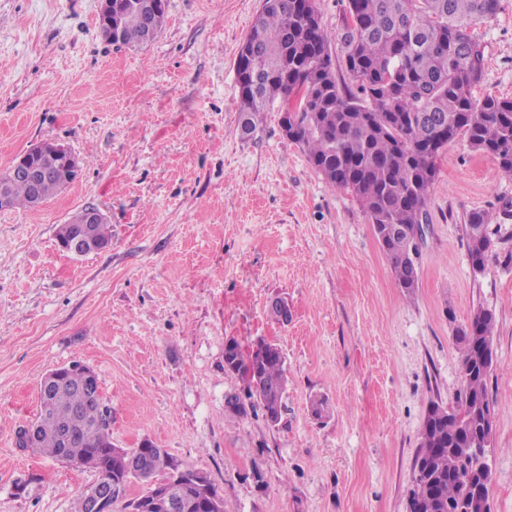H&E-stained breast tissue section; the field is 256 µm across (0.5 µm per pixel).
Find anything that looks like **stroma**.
Masks as SVG:
<instances>
[{"label":"stroma","instance_id":"stroma-1","mask_svg":"<svg viewBox=\"0 0 512 512\" xmlns=\"http://www.w3.org/2000/svg\"><path fill=\"white\" fill-rule=\"evenodd\" d=\"M315 3L349 83L347 0ZM262 4L167 0L156 38L128 48L101 35L99 0H0V172L46 141L83 161L38 211L0 210V512H72L96 479L15 446L42 377L74 360L99 377L113 443L148 439L204 471L226 512H407L422 425L431 403L457 405L455 333L480 307L496 316L492 510L512 512V175L465 137L449 144L404 295L360 203L284 135L279 104L241 131L236 67ZM473 30L479 94L512 98V0ZM87 206L112 238L77 256L57 231ZM473 210L492 216L480 274ZM231 337L281 349L279 426L225 416L243 387L224 370ZM490 215L485 210H475L469 213L465 224V235L469 261L476 273H483L491 255L492 242L487 227Z\"/></svg>","mask_w":512,"mask_h":512}]
</instances>
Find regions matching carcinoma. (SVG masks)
Returning <instances> with one entry per match:
<instances>
[{
	"label": "carcinoma",
	"instance_id": "1",
	"mask_svg": "<svg viewBox=\"0 0 512 512\" xmlns=\"http://www.w3.org/2000/svg\"><path fill=\"white\" fill-rule=\"evenodd\" d=\"M499 0H348L341 42L344 67L356 90L339 83L330 53V36L321 24L315 0H265L247 37L249 86L240 91L242 130L257 128L259 113L276 100L285 105L295 132L290 140L307 153L330 186L353 194L365 210L387 257L396 286L411 295L415 259L403 231L428 221L427 201L436 177V158L460 135L472 149L491 155L512 174V99L474 95L483 80L484 45L472 26L494 17ZM119 30L100 19L102 36L112 42L142 45L148 29L158 33L166 5L147 12L114 0ZM11 207L38 210L29 184L9 183ZM484 210L469 213L465 235L469 261L483 273L491 255ZM85 235L105 247L108 224H84L75 213L60 226L58 241ZM496 317L478 308L460 327L455 342L461 353V386L453 410L434 403L420 433L409 512H468L463 488L476 477L477 463L455 452L477 441L492 443L494 426L485 425L483 407L492 403L488 380L494 363ZM279 347L255 344L247 354L233 338L224 346V371L245 378V395L226 412L242 417L259 406L266 419L282 415L287 379ZM67 386L49 406H40L36 451L61 456L59 430L65 423L82 430L67 448V462L92 470L97 479H137L133 457L144 458L148 490L120 500L124 512H166L158 492L170 488L185 503L184 512H225L224 499L208 476L184 468L162 448L113 450L112 422L102 419L100 401L80 391L83 373L74 368Z\"/></svg>",
	"mask_w": 512,
	"mask_h": 512
}]
</instances>
